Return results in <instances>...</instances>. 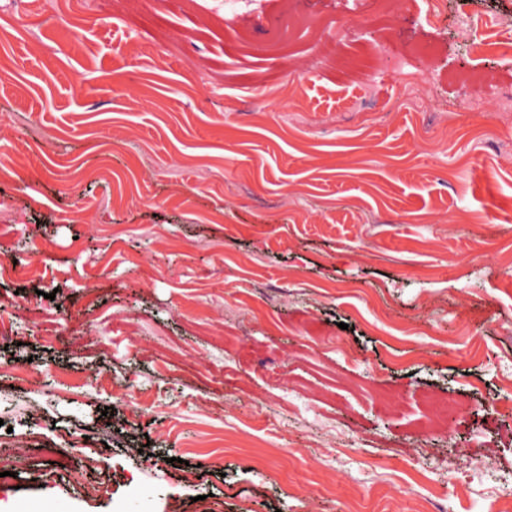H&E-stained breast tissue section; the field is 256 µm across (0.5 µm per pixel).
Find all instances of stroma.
Masks as SVG:
<instances>
[{"label":"stroma","mask_w":512,"mask_h":512,"mask_svg":"<svg viewBox=\"0 0 512 512\" xmlns=\"http://www.w3.org/2000/svg\"><path fill=\"white\" fill-rule=\"evenodd\" d=\"M470 20L512 0H0V512L512 495V54Z\"/></svg>","instance_id":"1"}]
</instances>
